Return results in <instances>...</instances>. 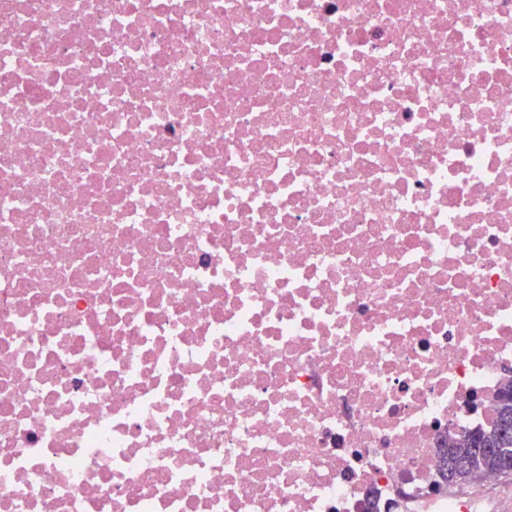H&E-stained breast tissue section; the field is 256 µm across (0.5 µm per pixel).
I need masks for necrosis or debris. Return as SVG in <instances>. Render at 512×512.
Masks as SVG:
<instances>
[{"label":"necrosis or debris","instance_id":"necrosis-or-debris-1","mask_svg":"<svg viewBox=\"0 0 512 512\" xmlns=\"http://www.w3.org/2000/svg\"><path fill=\"white\" fill-rule=\"evenodd\" d=\"M512 0H0V512H495ZM511 389V399L505 392ZM497 414L490 427L478 428L458 437L448 433L451 442L438 448V485L456 487L478 481L487 472H494L512 485V379L507 380L497 396ZM460 457L466 468L448 479V458ZM506 478V479H504ZM511 482H510V480Z\"/></svg>","mask_w":512,"mask_h":512}]
</instances>
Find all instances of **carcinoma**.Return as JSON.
I'll list each match as a JSON object with an SVG mask.
<instances>
[{
	"label": "carcinoma",
	"instance_id": "carcinoma-1",
	"mask_svg": "<svg viewBox=\"0 0 512 512\" xmlns=\"http://www.w3.org/2000/svg\"><path fill=\"white\" fill-rule=\"evenodd\" d=\"M512 389L506 381L497 396V414L491 426L478 428L463 436H450L451 442L438 448V484L448 488L477 481L483 474L494 472L512 479Z\"/></svg>",
	"mask_w": 512,
	"mask_h": 512
}]
</instances>
